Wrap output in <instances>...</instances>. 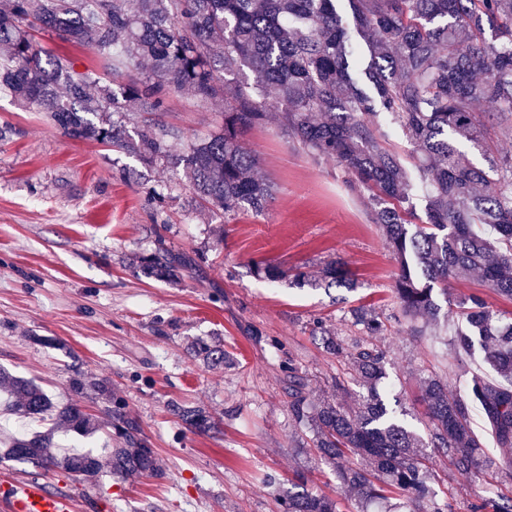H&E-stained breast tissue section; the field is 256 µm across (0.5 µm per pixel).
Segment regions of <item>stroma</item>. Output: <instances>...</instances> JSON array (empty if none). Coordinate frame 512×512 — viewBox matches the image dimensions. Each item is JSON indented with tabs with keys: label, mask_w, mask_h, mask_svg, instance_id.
Segmentation results:
<instances>
[{
	"label": "stroma",
	"mask_w": 512,
	"mask_h": 512,
	"mask_svg": "<svg viewBox=\"0 0 512 512\" xmlns=\"http://www.w3.org/2000/svg\"><path fill=\"white\" fill-rule=\"evenodd\" d=\"M38 38L73 71L103 74L90 47L47 32ZM128 117L133 126L149 120L203 138L223 124L224 107L200 105L184 90L158 112ZM242 142L257 157V177L274 188L259 214L212 208L182 170L149 169L110 146L70 139L49 113L0 94V366L60 403L70 397L74 371L107 378L165 471L91 486L9 462L0 463V484L41 478L67 495L74 512H282L281 495L305 472L310 491L355 512L330 469L301 448L305 432L289 411L292 368L311 395L353 401L352 392L334 387L348 365L326 351L322 330L360 338L356 309L385 320L386 331L372 339L386 354L382 388L389 407L420 433V376L438 373L457 393L473 375L493 378L481 352L467 358L459 378L445 337L410 335L393 294L399 262L370 218L366 195L350 189L334 160H313L264 125ZM161 243L197 255L198 269L177 284L144 276L139 258ZM334 259L345 262L352 288L318 283ZM266 263L308 272L312 282L269 281L256 273ZM468 294L512 311L511 299L475 276L437 294L439 318H454ZM43 336L58 348L40 344ZM212 337L230 357L224 368L186 352L194 339ZM175 402L204 406L216 429L190 432L170 414ZM437 472L435 489L452 512H471L489 489L512 490V479L461 475L442 459Z\"/></svg>",
	"instance_id": "stroma-1"
}]
</instances>
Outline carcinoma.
Returning a JSON list of instances; mask_svg holds the SVG:
<instances>
[{
    "label": "carcinoma",
    "instance_id": "carcinoma-1",
    "mask_svg": "<svg viewBox=\"0 0 512 512\" xmlns=\"http://www.w3.org/2000/svg\"><path fill=\"white\" fill-rule=\"evenodd\" d=\"M370 60L361 66L336 10L335 0H0V89L22 107L38 106L74 140L112 145L147 167H183L195 194L213 207L247 206L261 212L272 187L254 175L255 156L239 136L268 119V100L279 103L283 133L315 157L331 158L351 175L350 188L365 190L373 223L400 260L395 294L404 316H435L434 288L479 272L495 293L512 299V156L496 155L481 133L475 112L492 108L497 138L512 139V0H346ZM46 30L64 43L92 44L119 77H137L97 93L92 73H76L39 44ZM249 73L246 82L238 77ZM235 87L224 111V128L201 140L186 138L175 155L174 133L155 124L127 129L105 117L130 104L157 112L164 97L188 89L209 105ZM414 147L430 191L426 223H415L414 183L404 159L389 145L379 115ZM464 140L486 158L485 169L469 161ZM197 266L194 257L159 243L141 270L177 282ZM322 277L351 285L345 263L333 260ZM458 314L483 337L484 361L498 374L470 379L456 394L437 374L423 380L428 418L421 437L396 421L373 382L385 354L371 343L352 348L326 337V347L344 354L352 379L366 388L354 403L312 401L304 379L288 368L290 412L311 434L315 456L333 466L336 481L357 494L359 512L402 496V512H446L430 486L437 456L456 472L477 475L495 465L470 428L473 408L482 410L501 448H512V312L494 311L479 295L458 300ZM366 335L386 330L377 315L360 312ZM471 336L450 344L459 362ZM187 351L207 366L228 360L217 340L196 339ZM76 400L55 403L40 386L0 367L5 409L19 417H47L51 426L31 435L0 436V462L27 463L44 472L92 481L108 474L161 477L160 459L139 420L121 403L105 378L78 373L70 379ZM104 404L103 417L81 400ZM191 432L205 435L216 422L201 406L171 404ZM118 448L106 459L83 449L61 450L58 431L81 437L102 430ZM297 475L283 496V512H339L336 500L309 492ZM472 512H512V491H493Z\"/></svg>",
    "mask_w": 512,
    "mask_h": 512
}]
</instances>
